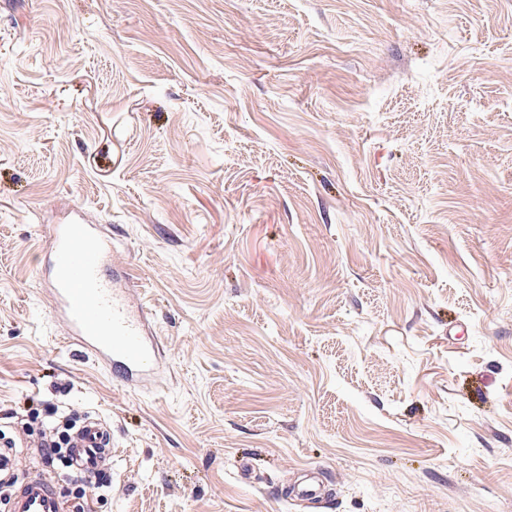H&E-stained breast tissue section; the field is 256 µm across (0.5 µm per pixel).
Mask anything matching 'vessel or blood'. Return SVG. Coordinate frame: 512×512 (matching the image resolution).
<instances>
[{
	"label": "vessel or blood",
	"mask_w": 512,
	"mask_h": 512,
	"mask_svg": "<svg viewBox=\"0 0 512 512\" xmlns=\"http://www.w3.org/2000/svg\"><path fill=\"white\" fill-rule=\"evenodd\" d=\"M52 317L64 322L65 343L96 357L127 386L153 377L159 367V342L145 305L127 298L133 278L112 253V237L99 225L74 219L57 225L48 256ZM24 438L0 437V479L14 478V450ZM108 425L89 417L75 432L72 453L82 473L92 476L112 459ZM8 512H69L49 475L31 473L14 485Z\"/></svg>",
	"instance_id": "vessel-or-blood-1"
}]
</instances>
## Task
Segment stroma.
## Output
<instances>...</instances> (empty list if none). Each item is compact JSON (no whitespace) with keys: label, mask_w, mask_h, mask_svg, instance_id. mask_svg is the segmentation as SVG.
Here are the masks:
<instances>
[{"label":"stroma","mask_w":512,"mask_h":512,"mask_svg":"<svg viewBox=\"0 0 512 512\" xmlns=\"http://www.w3.org/2000/svg\"><path fill=\"white\" fill-rule=\"evenodd\" d=\"M78 212L149 388L48 313ZM51 407L89 512H512V0H0V423ZM113 436L108 425L100 418L87 417L73 435L72 453L80 464L81 472L94 476L112 460Z\"/></svg>","instance_id":"stroma-1"}]
</instances>
